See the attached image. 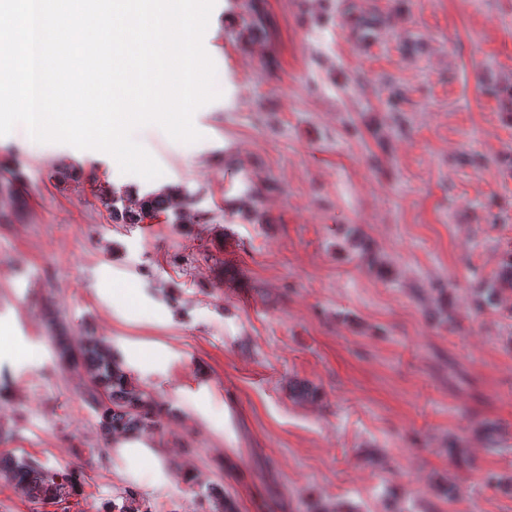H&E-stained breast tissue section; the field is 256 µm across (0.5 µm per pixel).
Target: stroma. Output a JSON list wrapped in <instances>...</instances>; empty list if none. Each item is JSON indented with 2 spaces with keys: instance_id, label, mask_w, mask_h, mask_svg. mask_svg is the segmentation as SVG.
<instances>
[{
  "instance_id": "obj_1",
  "label": "stroma",
  "mask_w": 512,
  "mask_h": 512,
  "mask_svg": "<svg viewBox=\"0 0 512 512\" xmlns=\"http://www.w3.org/2000/svg\"><path fill=\"white\" fill-rule=\"evenodd\" d=\"M203 44L224 92L199 141L135 131L155 180L0 136V455L82 475L62 505L0 477V512H512L485 480L512 478V290L478 299L512 252V0H217ZM165 185L186 223L113 221ZM90 336L155 353L128 375L166 482L125 473L60 359Z\"/></svg>"
}]
</instances>
